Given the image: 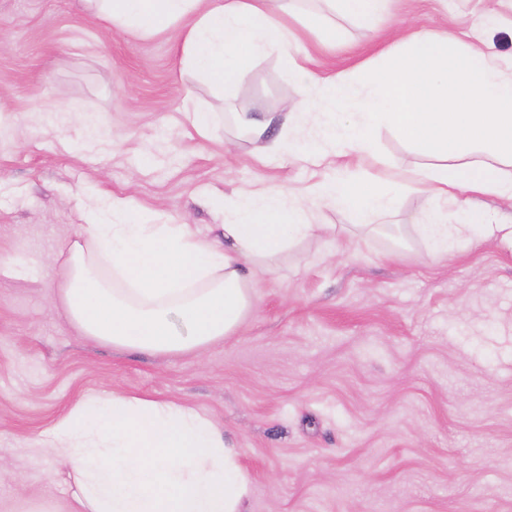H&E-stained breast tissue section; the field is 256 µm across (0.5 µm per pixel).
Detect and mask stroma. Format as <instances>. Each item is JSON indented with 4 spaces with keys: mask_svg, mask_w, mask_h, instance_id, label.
Segmentation results:
<instances>
[{
    "mask_svg": "<svg viewBox=\"0 0 512 512\" xmlns=\"http://www.w3.org/2000/svg\"><path fill=\"white\" fill-rule=\"evenodd\" d=\"M486 0H394L410 31L484 35ZM341 39L298 30L311 70L360 83L378 30L330 14ZM181 26L143 39L91 15L83 0H0V500L66 512L71 471L36 449L76 402L137 393L195 409L235 449L248 478L243 512H512V237L475 236L434 256L419 225L432 198L398 194L369 233L349 209L307 200L337 167L379 174L422 165L397 133L376 155L332 164L261 163L238 113L280 112L300 88L280 52L218 90L180 64ZM204 111L206 133L188 106ZM284 187L335 234L298 240L260 276L256 307L233 336L190 354H148L80 335L57 287L82 226L111 222L108 198L147 224L220 236L216 203L233 190Z\"/></svg>",
    "mask_w": 512,
    "mask_h": 512,
    "instance_id": "35a3bbf8",
    "label": "stroma"
}]
</instances>
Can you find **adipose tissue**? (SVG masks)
Wrapping results in <instances>:
<instances>
[{
  "label": "adipose tissue",
  "mask_w": 512,
  "mask_h": 512,
  "mask_svg": "<svg viewBox=\"0 0 512 512\" xmlns=\"http://www.w3.org/2000/svg\"><path fill=\"white\" fill-rule=\"evenodd\" d=\"M305 0H85L118 30L143 37L184 23L180 63L216 89L244 78L255 54L284 51L288 75L317 86L329 104L358 99L347 119L332 111L270 112L243 118L259 156L298 153L304 129L317 122L330 153L373 154L374 133L390 128L428 160L404 171L438 202L424 232L435 254L448 243L491 236L489 217L460 206L459 192L512 199V72L480 45L454 33L393 38L381 60L364 63L361 88L345 73L320 75L289 52L294 25L336 29L304 13ZM280 125L272 139L268 130ZM315 196L361 216L392 211L397 196L369 176L340 170ZM457 207L449 223L445 204ZM113 224H88L92 249L73 244L59 285L65 318L82 335L153 354L190 353L234 335L256 302V272L273 269L290 241L332 233L306 222L283 189L237 190L224 201V243L197 236L187 224H144L128 203H111ZM42 448L74 474L70 512H239L248 480L234 449L195 410L136 394L78 401L56 422Z\"/></svg>",
  "instance_id": "1"
}]
</instances>
